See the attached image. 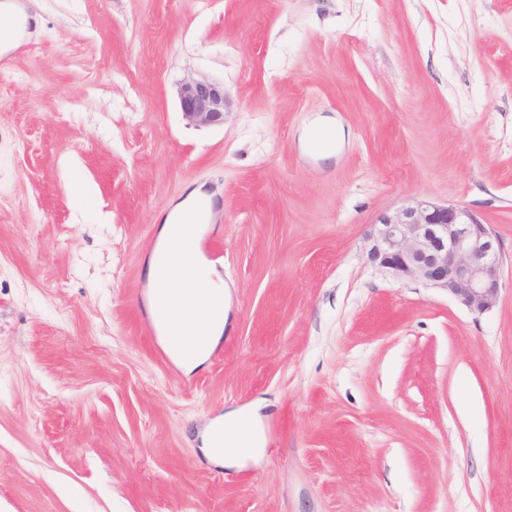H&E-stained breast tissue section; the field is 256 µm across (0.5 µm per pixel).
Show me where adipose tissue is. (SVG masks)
I'll return each instance as SVG.
<instances>
[{
	"instance_id": "ef3b65f1",
	"label": "adipose tissue",
	"mask_w": 512,
	"mask_h": 512,
	"mask_svg": "<svg viewBox=\"0 0 512 512\" xmlns=\"http://www.w3.org/2000/svg\"><path fill=\"white\" fill-rule=\"evenodd\" d=\"M205 197L197 187L175 205L158 229L157 245L146 268L150 288L161 292L168 303L167 310H154L153 315L170 324L176 358L189 371L206 361L208 348L218 343L228 323L227 284L199 251L183 247L202 232L196 204ZM223 424L221 449H214L210 437L202 439L209 458L239 466L258 457L260 418L255 409L226 413Z\"/></svg>"
}]
</instances>
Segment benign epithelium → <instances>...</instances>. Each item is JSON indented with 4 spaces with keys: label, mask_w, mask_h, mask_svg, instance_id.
Instances as JSON below:
<instances>
[{
    "label": "benign epithelium",
    "mask_w": 512,
    "mask_h": 512,
    "mask_svg": "<svg viewBox=\"0 0 512 512\" xmlns=\"http://www.w3.org/2000/svg\"><path fill=\"white\" fill-rule=\"evenodd\" d=\"M186 125L224 124V85L205 78L178 83ZM369 261L395 281H416L445 291L470 312L484 314L496 305L503 248L488 225L460 204H438L410 196L381 213L367 236Z\"/></svg>",
    "instance_id": "benign-epithelium-1"
}]
</instances>
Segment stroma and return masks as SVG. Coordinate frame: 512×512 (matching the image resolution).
Wrapping results in <instances>:
<instances>
[{
	"label": "stroma",
	"mask_w": 512,
	"mask_h": 512,
	"mask_svg": "<svg viewBox=\"0 0 512 512\" xmlns=\"http://www.w3.org/2000/svg\"><path fill=\"white\" fill-rule=\"evenodd\" d=\"M28 11L38 50H0V512H512V0ZM189 76L223 125H186ZM198 186L229 322L188 387L137 313ZM414 195L501 241L490 312L369 262ZM259 400L263 455L211 461L204 428ZM177 96L186 125L208 128L223 125L227 107L224 85L205 78H188L178 83Z\"/></svg>",
	"instance_id": "35a3bbf8"
}]
</instances>
